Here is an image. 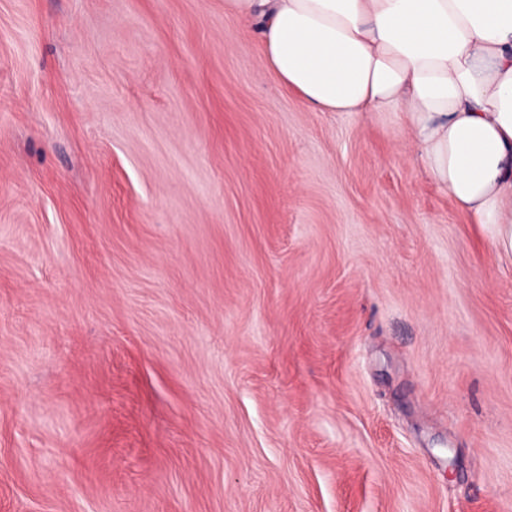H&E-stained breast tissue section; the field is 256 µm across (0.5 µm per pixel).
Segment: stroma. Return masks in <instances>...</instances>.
<instances>
[{"label": "stroma", "instance_id": "1", "mask_svg": "<svg viewBox=\"0 0 512 512\" xmlns=\"http://www.w3.org/2000/svg\"><path fill=\"white\" fill-rule=\"evenodd\" d=\"M0 512H512V261L224 0H0Z\"/></svg>", "mask_w": 512, "mask_h": 512}]
</instances>
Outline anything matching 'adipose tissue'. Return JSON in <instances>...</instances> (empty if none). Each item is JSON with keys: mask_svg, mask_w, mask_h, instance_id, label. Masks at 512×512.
<instances>
[{"mask_svg": "<svg viewBox=\"0 0 512 512\" xmlns=\"http://www.w3.org/2000/svg\"><path fill=\"white\" fill-rule=\"evenodd\" d=\"M317 112H398L428 177L512 257V0H225Z\"/></svg>", "mask_w": 512, "mask_h": 512, "instance_id": "1", "label": "adipose tissue"}]
</instances>
